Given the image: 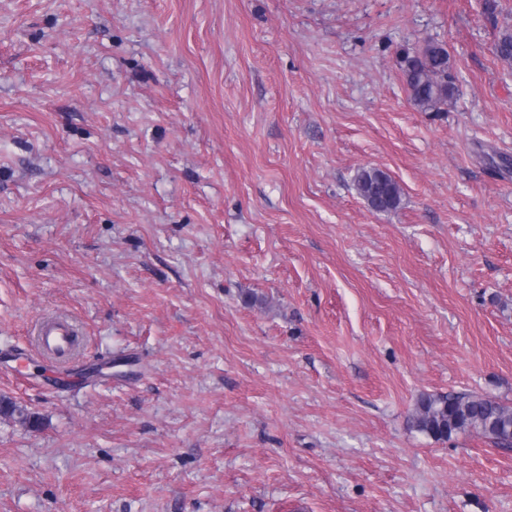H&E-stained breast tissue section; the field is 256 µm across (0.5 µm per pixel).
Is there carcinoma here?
Segmentation results:
<instances>
[{
    "mask_svg": "<svg viewBox=\"0 0 512 512\" xmlns=\"http://www.w3.org/2000/svg\"><path fill=\"white\" fill-rule=\"evenodd\" d=\"M495 55L512 64V33L503 34L494 46ZM448 50L429 41L419 50H405L398 60L409 99L424 112H440L451 95ZM357 194L378 212L395 210L400 204V188L384 171L361 170L355 179ZM409 427L436 440L475 431L495 444L512 446V406L474 394L420 395Z\"/></svg>",
    "mask_w": 512,
    "mask_h": 512,
    "instance_id": "obj_1",
    "label": "carcinoma"
}]
</instances>
